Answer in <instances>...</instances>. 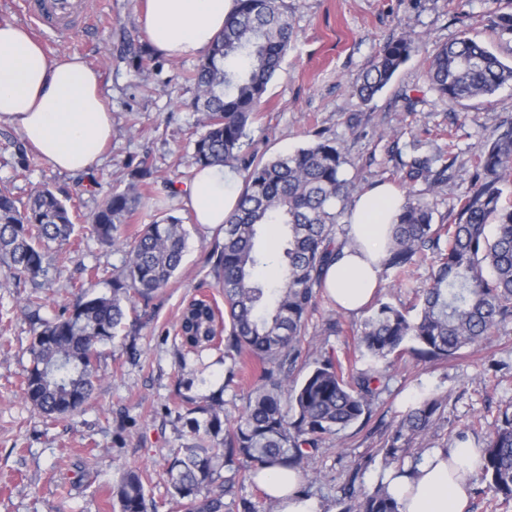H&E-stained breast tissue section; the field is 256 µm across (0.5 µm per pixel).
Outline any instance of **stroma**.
I'll return each mask as SVG.
<instances>
[{"mask_svg": "<svg viewBox=\"0 0 512 512\" xmlns=\"http://www.w3.org/2000/svg\"><path fill=\"white\" fill-rule=\"evenodd\" d=\"M92 3V30L46 27L34 37L48 56L77 55L99 72L112 112V142L104 161L76 174L54 170L44 159L22 169L21 158L32 149L13 126L0 121V189L25 202L46 186L70 199L80 213L74 234L80 248L60 260L52 287L33 290L10 279L0 266V512H114L110 489L129 468L143 473L148 512H180L165 474L181 443L179 427L166 411L178 385L195 394L223 391L224 410L231 415L253 383L249 367L228 377L220 351L179 361L174 342L175 323L187 300L201 295L223 299L213 272L223 233L193 223L182 202L196 170L190 137L198 119L185 107L195 95L185 76L198 59L133 71L117 59L114 45L124 31L143 36V0ZM288 3L294 38L268 86L252 132L253 150L269 159L310 141L313 131H323L348 159L346 178L364 190L382 183L400 187L399 160L412 151L429 155L454 149L457 161L446 184L434 193L421 181L412 188L414 199L433 203L437 222H450L453 206L472 191V153L501 121L512 118V82L489 97L451 105L428 81L426 60L465 31L512 64V44L499 42L486 21L492 7L512 10V0L497 5L467 0L461 12L451 0ZM401 28L419 39V51L371 102H362L354 91L358 77L379 45ZM143 158L152 167L153 192L142 199L134 221L149 224L165 214L180 218L188 232L187 251L174 281L147 306L140 333L102 346L101 382L90 403L65 418L44 417L21 390L33 338L25 299L39 292L44 303L40 315L51 319L74 302L72 284L87 281L94 292L109 290L122 256L101 245L88 224L106 195L126 188ZM431 265V257L417 260L409 289L391 287L389 278H381L379 299L417 315L414 291L428 286ZM332 320L340 324L333 334L327 331ZM363 320V314L343 312L327 294H319L294 370L295 378H303L316 360L331 354L351 360L355 370L384 374L369 420L326 438L307 460L299 490L321 512H341L347 486L373 490L385 470L382 448L393 425L423 398L442 402L436 425L414 442L432 449L453 447L461 430L467 431L471 446H481L500 409L512 404V322L454 360L425 363L407 353L387 363L358 350ZM495 361L505 362V369L492 370Z\"/></svg>", "mask_w": 512, "mask_h": 512, "instance_id": "35a3bbf8", "label": "stroma"}]
</instances>
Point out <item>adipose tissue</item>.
Returning a JSON list of instances; mask_svg holds the SVG:
<instances>
[{
	"label": "adipose tissue",
	"mask_w": 512,
	"mask_h": 512,
	"mask_svg": "<svg viewBox=\"0 0 512 512\" xmlns=\"http://www.w3.org/2000/svg\"><path fill=\"white\" fill-rule=\"evenodd\" d=\"M234 0H147L142 18L152 49L170 59L197 55L223 29ZM0 121L18 129L58 170L78 173L99 162L112 137V115L100 92L99 74L77 57L49 59L26 27L0 23ZM235 174L216 168L197 171L184 203L194 223L222 227L238 195ZM404 202L390 186L359 195L346 216L354 247L344 248L324 277L337 306L362 310L382 272L390 225ZM476 451L459 442L428 453L415 474L394 477L390 488L403 512H464L463 476L475 469ZM265 493L278 499L277 512H320L297 491L298 473L266 468L257 475Z\"/></svg>",
	"instance_id": "ef3b65f1"
}]
</instances>
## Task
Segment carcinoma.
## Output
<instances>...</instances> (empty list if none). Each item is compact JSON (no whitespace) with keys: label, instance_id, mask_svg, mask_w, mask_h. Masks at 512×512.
<instances>
[{"label":"carcinoma","instance_id":"obj_1","mask_svg":"<svg viewBox=\"0 0 512 512\" xmlns=\"http://www.w3.org/2000/svg\"><path fill=\"white\" fill-rule=\"evenodd\" d=\"M234 2L224 29L188 76L196 89L190 107L199 113L196 166L243 173L214 266L224 309L204 296L192 299L180 318L179 335L192 352L224 347V357L232 361L230 382L244 353L259 362L260 371L231 420L220 394H180L169 409L186 428L185 442L166 470L172 497L184 512H224V499L234 488V479L221 476L225 467H236L244 479L271 467L304 472L305 460L325 437L369 414L381 384L380 376L355 372L331 355L316 361L301 381L292 379L309 310L324 289L325 269L346 246L336 243V226L350 209L356 186L344 176L348 160L336 140L320 133L265 161L249 151L251 126L293 26L288 0ZM488 27L512 43V11L490 12ZM417 51L418 39L406 30L389 38L360 75L359 97L372 100ZM116 52L136 70L160 64L148 43L132 35L122 38ZM426 76L441 96L460 103L512 82V65L463 32L429 56ZM453 147L448 141L445 158L415 156L402 164V180L414 183L432 174L447 180ZM473 168V191L457 202L451 222L434 223V207L408 197L391 226L382 270L393 275L395 286L411 287L410 270L427 250L433 268L429 287L419 290L422 305L415 318L381 302L361 323L358 346L372 359L406 351L423 361L453 359L512 321V123L481 144ZM151 175L147 161H140L127 188L107 197L91 217L90 231L98 241L123 253L110 293L81 288L72 309L53 320L40 318L41 296L27 299L34 329L23 392L49 418L69 416L89 400L99 382L97 348L120 334H139L143 323L132 299L149 302L181 266L188 235L179 218L131 225L151 191ZM73 219L71 206L48 188L25 204L0 192V262L9 275L45 286L55 261L51 244L70 240ZM261 232L278 240L275 253L259 251ZM271 264L276 275L268 284L256 272ZM440 408L439 399L425 398L402 415L384 448L386 466L403 471L406 446L432 427ZM477 453L487 490L505 504L512 502V411L502 412ZM345 497L342 512L402 509L383 481L359 495L351 487ZM112 498L120 512H147L142 474L125 471Z\"/></svg>","mask_w":512,"mask_h":512}]
</instances>
